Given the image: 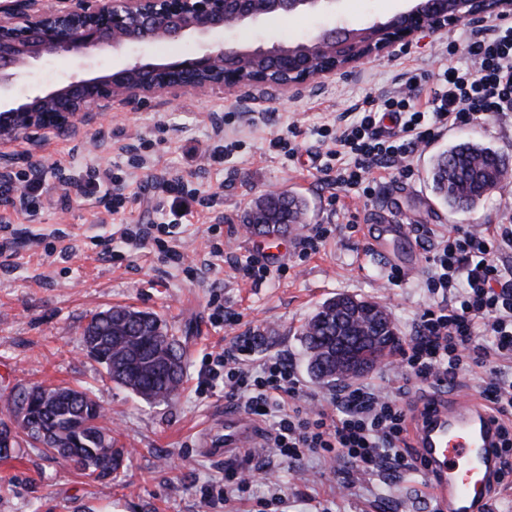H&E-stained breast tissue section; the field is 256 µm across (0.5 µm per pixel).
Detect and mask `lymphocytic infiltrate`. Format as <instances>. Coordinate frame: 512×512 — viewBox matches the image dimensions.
I'll list each match as a JSON object with an SVG mask.
<instances>
[{"label": "lymphocytic infiltrate", "instance_id": "f902f5d3", "mask_svg": "<svg viewBox=\"0 0 512 512\" xmlns=\"http://www.w3.org/2000/svg\"><path fill=\"white\" fill-rule=\"evenodd\" d=\"M463 51L467 65L444 67L427 96L389 92L377 106L355 107L354 120L337 125L326 155L345 154L351 161L336 168L333 185L372 197L378 173L411 176V156L441 131L483 116L512 119V20L499 21L487 36L468 38ZM382 114L394 121L395 130L381 126ZM413 230L427 254V289L434 300L418 313L414 334L400 348L395 366L402 379L448 388L475 370L488 369L477 392L500 422L497 482L511 484L512 224L450 230L417 224ZM117 235L126 248L151 241L164 259L183 260L168 243L172 225L123 224ZM219 379L225 395L241 401L252 415L280 411L270 446L281 459L345 458L370 472L384 463L398 471L420 469L408 444L403 387L388 381L349 383L327 406L319 396L302 392L283 360L254 358L248 336L235 337L229 349L210 358L198 391Z\"/></svg>", "mask_w": 512, "mask_h": 512}]
</instances>
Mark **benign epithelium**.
Here are the masks:
<instances>
[{
	"label": "benign epithelium",
	"mask_w": 512,
	"mask_h": 512,
	"mask_svg": "<svg viewBox=\"0 0 512 512\" xmlns=\"http://www.w3.org/2000/svg\"><path fill=\"white\" fill-rule=\"evenodd\" d=\"M342 0H0V97H8L34 61L62 53L89 58L106 45L130 46L193 39L198 48L155 63L142 58L106 70L78 72L46 94L0 108V178L9 176L11 148L24 141L41 150L44 134L76 130L118 103L135 110L149 96L177 103L184 89L226 88L250 99L271 88L298 91L309 80L347 71L367 58L411 43L460 21L486 23L512 16V0H414L407 11L362 29L326 28L305 42L228 46L226 29H249L271 17L336 16ZM367 337H336L338 355L353 366Z\"/></svg>",
	"instance_id": "7a95c632"
}]
</instances>
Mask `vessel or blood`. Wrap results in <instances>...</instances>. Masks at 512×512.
I'll list each match as a JSON object with an SVG mask.
<instances>
[{
  "label": "vessel or blood",
  "mask_w": 512,
  "mask_h": 512,
  "mask_svg": "<svg viewBox=\"0 0 512 512\" xmlns=\"http://www.w3.org/2000/svg\"><path fill=\"white\" fill-rule=\"evenodd\" d=\"M410 227L396 221L367 230L370 250L384 252L393 238H409ZM411 438L430 481L440 512H487L495 485L498 426L476 394L426 404L407 398ZM254 417L233 409L217 415L205 446L217 458L233 460L264 447Z\"/></svg>",
  "instance_id": "1"
}]
</instances>
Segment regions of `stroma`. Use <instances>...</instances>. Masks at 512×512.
<instances>
[{"label": "stroma", "mask_w": 512, "mask_h": 512, "mask_svg": "<svg viewBox=\"0 0 512 512\" xmlns=\"http://www.w3.org/2000/svg\"><path fill=\"white\" fill-rule=\"evenodd\" d=\"M404 6V0H343L337 17L278 18L257 30L225 32L224 40L268 47L309 38L322 27L360 28ZM490 30L461 21L421 33L408 47L369 58L351 72L318 77L295 93L268 92L243 104L231 91L187 89L173 106L155 96L134 111L114 108L76 132L48 134L36 155L27 145L14 146L15 191H22L35 163L43 169V185L28 217L16 215L11 197L0 195V220L15 227L12 244L0 250V391L34 384L88 389L127 454L115 479L95 482L25 449L0 461V512H314L318 506L326 512H436L421 473L364 472L342 458L288 462L269 448L254 459L270 465V478L209 504L205 495L219 491L225 462L204 452L199 436L227 400L223 385L201 394L196 384L210 355L223 351L231 337L250 336L257 357L285 360L305 392L332 396L339 385L311 377L300 341L302 326L323 301L339 294L377 301L389 309L403 339L432 301L426 259L410 265L400 238L386 256L364 248L366 225L392 213L404 223L432 228L512 220V181L474 208L455 211L438 202L429 175L432 157L455 141H478L512 157L507 119L486 117L443 132L412 157V178H385L369 199L337 191L321 170L327 161L318 137L322 127L334 125L353 104L401 89L410 74L420 78L416 93L426 94L449 43ZM81 65L69 54L43 59L14 96L48 92ZM218 128L223 136H215ZM292 130L298 151L291 156L272 141ZM224 147L232 148V157L209 163ZM105 168L128 184L120 208L92 191ZM159 174L184 185L161 213L153 181ZM281 191L305 200L304 222L289 243L267 255L272 274L255 283L242 278L239 268L263 247L259 236L245 230L243 217L256 198ZM163 223L178 227L182 263L162 260L149 247L117 261L103 245L118 225ZM351 223L356 232L348 231ZM213 224L221 227L224 254L209 266L203 254ZM316 224L335 225L336 233L319 253L300 260V234ZM43 229L50 237L32 246L30 233ZM393 266L404 273L396 285L386 280ZM118 304L154 312L183 345L184 382L172 400L136 397L86 355L81 336L87 322ZM222 314L235 317V324L218 323Z\"/></svg>", "instance_id": "obj_1"}]
</instances>
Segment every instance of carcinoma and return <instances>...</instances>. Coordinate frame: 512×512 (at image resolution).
Returning <instances> with one entry per match:
<instances>
[{
    "label": "carcinoma",
    "instance_id": "cac0c4a2",
    "mask_svg": "<svg viewBox=\"0 0 512 512\" xmlns=\"http://www.w3.org/2000/svg\"><path fill=\"white\" fill-rule=\"evenodd\" d=\"M512 169L497 151L473 142L457 143L438 154L432 167L436 193L450 207L468 210L500 187ZM303 215L301 200L285 192L258 200L247 216L257 234H286ZM345 310L340 297L324 301L301 329L308 369L323 383H336V362L330 359L336 318ZM88 356L106 366L112 382L147 402H167L179 392L183 380L184 350L155 313L129 306H113L91 317L81 338ZM26 395L38 409L41 426L16 424L11 447L0 446V459L14 457L27 446L42 443V432L57 446L49 452L74 466L83 475L102 481L116 472L125 455L104 410L90 392L65 387L33 385L0 394V434H9L7 420L17 415L19 399Z\"/></svg>",
    "mask_w": 512,
    "mask_h": 512
}]
</instances>
